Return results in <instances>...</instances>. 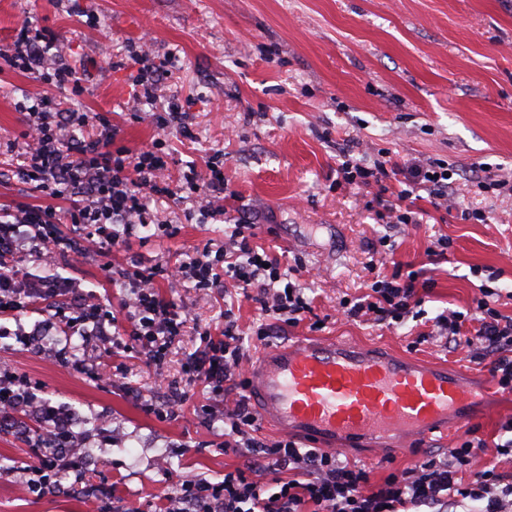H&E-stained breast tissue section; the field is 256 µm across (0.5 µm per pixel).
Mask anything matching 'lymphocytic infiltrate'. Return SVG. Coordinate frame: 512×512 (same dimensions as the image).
I'll return each mask as SVG.
<instances>
[{"label":"lymphocytic infiltrate","mask_w":512,"mask_h":512,"mask_svg":"<svg viewBox=\"0 0 512 512\" xmlns=\"http://www.w3.org/2000/svg\"><path fill=\"white\" fill-rule=\"evenodd\" d=\"M54 46L45 30L34 32L25 24L12 45L0 51V58L10 67L32 73L39 58ZM25 117L21 137L26 148L16 176L39 195L66 199L69 206L63 212L42 205L0 208V320H16L50 305L52 331L97 336L109 356L97 375L116 379L123 369L114 360L123 353L135 354L155 374H162L168 347L188 319L185 305L170 291L186 283L217 292L232 284L240 286L244 298L259 306L253 334L261 341L311 315V302L292 284L290 269L256 243L255 225L245 216L225 236L219 258L204 249L173 265L114 262V254L139 229L154 225L167 237L179 232L156 207L159 198L175 194L164 176L163 155L154 145L136 151L117 145L119 130L101 113L93 118L100 127L97 138L77 139L75 129L91 118L49 111L40 96L34 97ZM392 170L401 171L404 180L394 200L381 203L389 224L418 223V212L407 204L417 191H427L437 207L455 192L452 170L431 159L401 166L386 153L369 166L344 162L339 174L345 183L369 187ZM184 180L187 196L203 201L209 217L225 215L228 185L223 168L212 165L204 174L192 169ZM64 222L84 225V236L62 237L58 226ZM28 252L43 260L61 253L100 254L106 279L126 292L120 310L84 291L77 279H33L19 287L12 262ZM163 282L168 285L164 291L159 288ZM430 286V281L419 280L417 272L398 269L374 281L356 301H340L339 311L354 321L398 325L421 307ZM431 333L448 346H477L498 388L512 392V315L497 308L494 288L481 286L479 298L467 312L438 314ZM200 340L185 365L186 382L202 385L206 402L198 412L223 421V447L238 455L239 462L217 483L202 478L176 481L154 512H453L468 499L483 501L481 512H512V479L497 468L499 457L512 452V418L500 426L505 442L466 438L443 459L416 461L376 483L368 467L342 458L340 452L305 448L291 438L270 442L258 436V417L246 396H230L232 388L244 384L245 356L233 309L224 311L221 336L205 331ZM41 416L46 430L35 449L37 460L24 472L27 489L45 494L60 489V474L71 472L79 480L86 474L82 456L73 450L70 425L47 404L42 405ZM479 456L486 459L484 468L472 472L471 480H463V473L470 472Z\"/></svg>","instance_id":"f902f5d3"}]
</instances>
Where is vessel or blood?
<instances>
[{"mask_svg": "<svg viewBox=\"0 0 512 512\" xmlns=\"http://www.w3.org/2000/svg\"><path fill=\"white\" fill-rule=\"evenodd\" d=\"M244 378L268 424L320 447H402L469 422L489 395L447 366L336 340L266 350Z\"/></svg>", "mask_w": 512, "mask_h": 512, "instance_id": "vessel-or-blood-1", "label": "vessel or blood"}]
</instances>
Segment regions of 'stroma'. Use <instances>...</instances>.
Instances as JSON below:
<instances>
[{
    "mask_svg": "<svg viewBox=\"0 0 512 512\" xmlns=\"http://www.w3.org/2000/svg\"><path fill=\"white\" fill-rule=\"evenodd\" d=\"M50 30L65 53H48L45 71L76 70L80 91L57 89L0 63V140H15L14 152H0V206L40 205L44 199L14 173L24 116L19 104L45 93L67 112L107 114L122 144L150 145L152 108L135 86L133 52L161 57L174 52L158 86L160 104L176 102L189 115V134H175L162 147L170 185L184 172L224 167L231 192L226 217L204 219L197 202L160 199L158 207L180 231L174 238L156 228L130 240L126 255L147 263H177L197 250L218 249L230 219L248 214L257 243L293 268L321 331L307 324L284 328L268 341L252 334L257 312L241 301L236 313L250 358L300 339H349L442 362L476 383L487 381L484 366L468 347H444L440 338L417 343L420 328L409 319L395 329L338 316L340 300L357 298L376 274L391 275L394 262L411 265L432 286L422 309L426 318L443 310L466 311L496 274L499 310L512 315V195L472 188L450 198L447 207L416 200L421 223L389 228L377 216V187L337 185L345 156L394 160L440 158L460 178L485 163L512 175V0H0V46L15 38L24 22ZM479 209L483 224L469 219ZM393 236L394 257H386L383 236ZM448 238L445 259L428 261L425 251ZM100 257L71 262L58 257L46 266L33 255L17 262L20 277L81 280L85 290L119 304L122 292L107 284ZM177 297L189 312L182 336L170 346L158 389L152 369L137 358L122 360V379L100 384L74 372L71 357L98 363L95 339L40 336L49 311L7 320L34 335L22 342L0 338V370L27 380L38 398L67 415L75 434L94 454L85 462L83 483L62 478L63 492L36 496L22 485L21 470L42 431L35 406L0 416V512H103L114 483L124 507L138 512L167 493L170 476L223 480L239 462L222 453L223 422L193 417L203 402L201 388L178 419L145 412L140 399L167 403L184 389V364L200 345L201 331L219 335L224 297L188 286ZM495 403L472 410L478 437L495 440L501 422L512 417V392L494 390ZM464 434L454 428L393 450L364 442L346 449L348 459L373 469L374 482L426 457L446 455Z\"/></svg>",
    "mask_w": 512,
    "mask_h": 512,
    "instance_id": "1",
    "label": "stroma"
}]
</instances>
